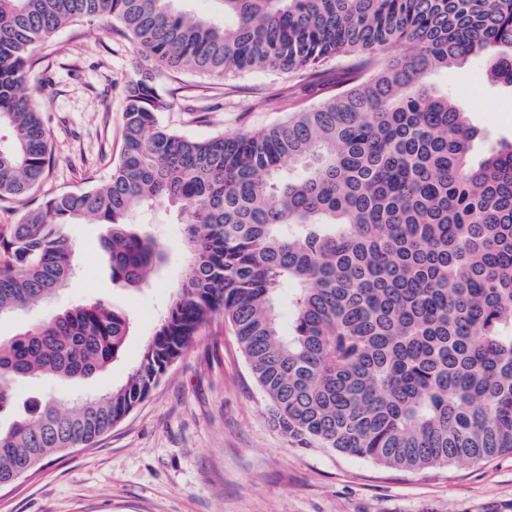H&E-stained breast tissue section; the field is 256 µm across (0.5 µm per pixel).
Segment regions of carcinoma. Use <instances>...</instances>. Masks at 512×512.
I'll list each match as a JSON object with an SVG mask.
<instances>
[{"instance_id":"1","label":"carcinoma","mask_w":512,"mask_h":512,"mask_svg":"<svg viewBox=\"0 0 512 512\" xmlns=\"http://www.w3.org/2000/svg\"><path fill=\"white\" fill-rule=\"evenodd\" d=\"M178 0H0V201L39 190L51 156L34 49L110 20L141 56L110 179L0 224V317L75 268L64 228L91 218L112 282L141 289L167 261L134 217L166 201L188 252L139 365L102 395L36 401L0 432V485L89 448L145 399L215 318L233 329L271 419L299 448L401 470L512 452V144L471 160L478 130L431 75L471 57L512 86V0H221L216 25ZM335 91L269 127L205 139L160 115L157 75L252 71ZM129 316L103 299L0 336V411L19 378L80 381L116 359Z\"/></svg>"}]
</instances>
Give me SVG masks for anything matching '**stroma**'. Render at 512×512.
<instances>
[{
  "mask_svg": "<svg viewBox=\"0 0 512 512\" xmlns=\"http://www.w3.org/2000/svg\"><path fill=\"white\" fill-rule=\"evenodd\" d=\"M42 62L25 86L41 105L53 167L40 195L109 180L122 144L126 82L140 59L111 23L62 29L37 50ZM175 107L161 120L183 135L208 138L259 129L314 103L294 75L272 72L221 80L182 72L161 77ZM468 110L478 128L472 156L512 142V88L492 84L484 64L468 61L432 78ZM169 260L140 291L114 283L103 258V225L72 224L77 270L43 306L0 320L10 336L59 310L97 297L125 311L130 334L118 358L79 382L13 384L14 405L0 411L8 429L35 400L70 401L122 384L184 274L181 226L167 204L140 215ZM0 512H512V454L468 466L388 469L332 448H298L274 426L232 329L207 326L160 376L151 394L90 448L46 459L0 486Z\"/></svg>",
  "mask_w": 512,
  "mask_h": 512,
  "instance_id": "1",
  "label": "stroma"
}]
</instances>
